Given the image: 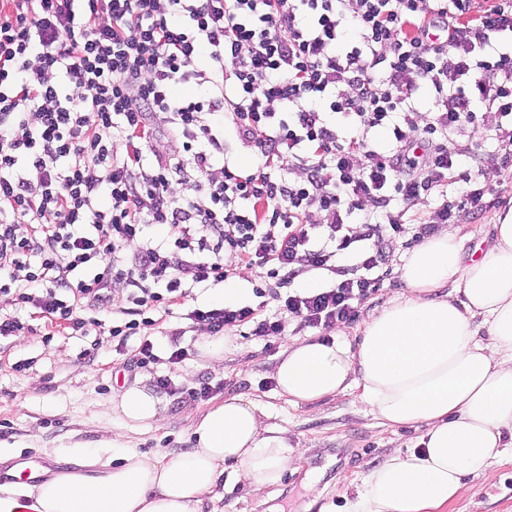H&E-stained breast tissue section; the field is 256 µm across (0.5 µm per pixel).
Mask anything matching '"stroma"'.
<instances>
[{"instance_id":"obj_1","label":"stroma","mask_w":512,"mask_h":512,"mask_svg":"<svg viewBox=\"0 0 512 512\" xmlns=\"http://www.w3.org/2000/svg\"><path fill=\"white\" fill-rule=\"evenodd\" d=\"M478 151L495 190L485 196L482 210L456 226L466 259L493 242L499 215L512 209V177L492 170L490 144H479ZM419 244L409 232L387 239L384 263L375 271V290L359 304V321L338 326L345 339L355 341L363 320L406 293L400 268ZM259 283L257 271L249 270L226 283L194 290L171 314L157 313L151 332L158 359L144 367L136 363V340L119 350L111 337L98 332L71 336L51 327L32 307L0 308V313L32 327L31 333L0 347V461L32 454L77 472L83 470L88 453L104 463L116 462L128 448L150 457H170L194 447L193 425L209 406L239 397L257 404L266 424L286 429L291 444L304 448L305 454L299 466L287 469L272 487L257 490L223 475L224 495L206 501L205 512H350L363 476L392 450L415 447L421 431L380 425L355 391L300 406L281 396L273 378L281 353L289 339L309 336L310 331L299 319L282 315L271 294L257 295ZM228 286L238 290L236 305L257 308L263 317L281 316L286 332L267 341L254 336L249 323L227 330L229 344L215 369L196 352L199 334L188 330L183 315L194 308L216 307L217 295ZM180 328L185 331L181 344L192 353L172 364L170 335ZM161 376L169 377L179 394L159 388ZM137 381L158 399L159 424L132 426L113 412L115 390ZM205 384L212 388L208 397L189 398V390ZM442 512H512V458L469 477L467 492Z\"/></svg>"}]
</instances>
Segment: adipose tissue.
<instances>
[{
  "mask_svg": "<svg viewBox=\"0 0 512 512\" xmlns=\"http://www.w3.org/2000/svg\"><path fill=\"white\" fill-rule=\"evenodd\" d=\"M401 278L407 296L370 316L356 344L293 340L274 372L293 404L356 388L381 425L421 428L416 448L367 474L351 512H439L466 493L467 476L512 452V211L477 258L463 261L442 229L412 251ZM112 408L132 425L162 420L158 399L137 383ZM193 434L194 447L175 456L128 449L115 466L63 472L34 490L11 484L0 512H204L225 464L265 487L299 459L286 430L239 397L207 409Z\"/></svg>",
  "mask_w": 512,
  "mask_h": 512,
  "instance_id": "ef3b65f1",
  "label": "adipose tissue"
}]
</instances>
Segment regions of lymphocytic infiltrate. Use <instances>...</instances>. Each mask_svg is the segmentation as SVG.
Wrapping results in <instances>:
<instances>
[{
    "instance_id": "lymphocytic-infiltrate-1",
    "label": "lymphocytic infiltrate",
    "mask_w": 512,
    "mask_h": 512,
    "mask_svg": "<svg viewBox=\"0 0 512 512\" xmlns=\"http://www.w3.org/2000/svg\"><path fill=\"white\" fill-rule=\"evenodd\" d=\"M475 2L0 0V300L84 333L124 286L129 319L108 333L139 337L143 365L149 311L226 281L235 255L272 293L330 272L284 309L311 328L356 321L405 205L442 195L422 236L482 209L469 184L485 171L459 129L512 170V0ZM479 104L500 115L494 133ZM329 111L358 133L341 136ZM228 123L261 157L250 170L214 167ZM287 157L303 181L277 175ZM312 209L323 223H304ZM187 318L213 336L283 333L248 306Z\"/></svg>"
}]
</instances>
